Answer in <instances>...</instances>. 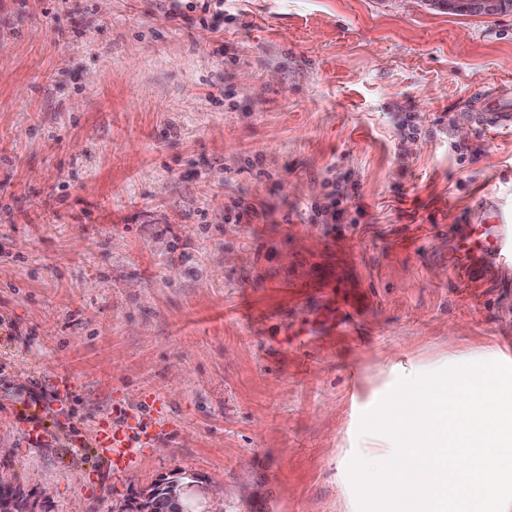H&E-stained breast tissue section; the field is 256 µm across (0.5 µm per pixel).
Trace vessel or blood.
Here are the masks:
<instances>
[{"label":"vessel or blood","instance_id":"vessel-or-blood-1","mask_svg":"<svg viewBox=\"0 0 512 512\" xmlns=\"http://www.w3.org/2000/svg\"><path fill=\"white\" fill-rule=\"evenodd\" d=\"M463 110L472 115L480 131L512 133V86L502 84L471 93L464 101ZM452 241L448 277L453 281H476L494 263L512 266V224L504 223L493 202H480L474 220L454 225ZM95 445L104 466L124 461L126 457L123 435L106 425H99Z\"/></svg>","mask_w":512,"mask_h":512}]
</instances>
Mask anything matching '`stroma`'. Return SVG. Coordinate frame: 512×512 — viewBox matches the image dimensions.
Here are the masks:
<instances>
[{"mask_svg": "<svg viewBox=\"0 0 512 512\" xmlns=\"http://www.w3.org/2000/svg\"><path fill=\"white\" fill-rule=\"evenodd\" d=\"M208 2L0 0V473L27 512L183 475L193 512H358L362 414L512 342V272L446 261L478 200L512 214V135L458 112L512 82V11ZM102 418L132 465L97 463Z\"/></svg>", "mask_w": 512, "mask_h": 512, "instance_id": "obj_1", "label": "stroma"}]
</instances>
